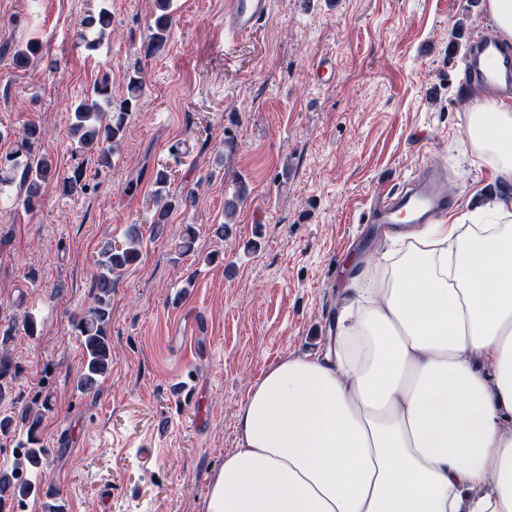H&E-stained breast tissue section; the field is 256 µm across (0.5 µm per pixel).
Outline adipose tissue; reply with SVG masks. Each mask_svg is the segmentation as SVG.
Listing matches in <instances>:
<instances>
[{"instance_id": "ef3b65f1", "label": "adipose tissue", "mask_w": 512, "mask_h": 512, "mask_svg": "<svg viewBox=\"0 0 512 512\" xmlns=\"http://www.w3.org/2000/svg\"><path fill=\"white\" fill-rule=\"evenodd\" d=\"M458 149L512 181V106L475 101ZM397 239L334 347L251 389L206 512H512V201Z\"/></svg>"}]
</instances>
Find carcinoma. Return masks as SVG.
Instances as JSON below:
<instances>
[{
    "label": "carcinoma",
    "instance_id": "carcinoma-1",
    "mask_svg": "<svg viewBox=\"0 0 512 512\" xmlns=\"http://www.w3.org/2000/svg\"><path fill=\"white\" fill-rule=\"evenodd\" d=\"M170 2L171 0H154V11L150 21L152 33L145 49L147 56L156 54L166 44V35L173 23ZM111 24L112 15L109 8L101 6L83 18L81 27L101 38ZM39 53L40 46L28 41L13 53V66L23 68ZM143 88L141 68L137 65L128 74L127 96L118 103L112 101L108 79L103 78L95 82L90 93L73 109L70 136L74 154L93 156L99 166H110L114 149L124 138L127 116L142 95ZM41 139V130L35 125H28L17 141L16 149L0 157V193L15 184L19 185L25 189L23 205L29 210L39 206L41 190L48 183H54L59 194L66 197L84 194L89 187L80 166L70 175L62 176L56 172L50 156L37 150ZM167 182L168 173L158 171L155 177V211L150 225L151 235L154 237L165 232L174 210L191 201L188 195L179 198L167 193ZM196 238V228L191 224L186 225L179 236L180 252H194ZM141 245L140 227L133 224L121 245L118 246L109 239L98 253L97 273L92 285L94 302L77 315L74 321L84 356V368L77 381V387L84 392L97 390L112 369L109 332L112 322L114 276L139 258ZM15 332L16 322L0 324V401L10 393L5 380L13 377L16 372V365L7 350V344ZM41 420L42 413L31 408L21 417V422L27 426L26 444L21 446V452L17 454L12 467H0V512H9L12 505L21 504L30 497L40 496L39 485L29 479V474L41 470L43 460L50 452V449L43 447L38 438Z\"/></svg>",
    "mask_w": 512,
    "mask_h": 512
}]
</instances>
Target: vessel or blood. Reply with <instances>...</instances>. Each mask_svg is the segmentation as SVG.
<instances>
[{
  "instance_id": "obj_1",
  "label": "vessel or blood",
  "mask_w": 512,
  "mask_h": 512,
  "mask_svg": "<svg viewBox=\"0 0 512 512\" xmlns=\"http://www.w3.org/2000/svg\"><path fill=\"white\" fill-rule=\"evenodd\" d=\"M270 10V0H230L224 14L226 31L245 35L262 21ZM466 77L457 87L465 93L469 83L477 82L503 93H512V49L496 38L475 37L468 43L465 57ZM451 196L439 169L420 168L397 194L373 199L364 213L367 224H398L406 218L430 224L447 216Z\"/></svg>"
}]
</instances>
